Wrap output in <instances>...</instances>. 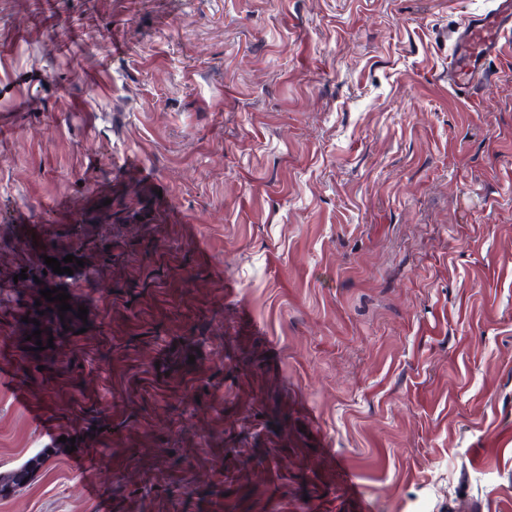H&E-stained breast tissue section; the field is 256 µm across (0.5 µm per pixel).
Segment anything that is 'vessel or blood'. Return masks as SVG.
I'll use <instances>...</instances> for the list:
<instances>
[{"label": "vessel or blood", "instance_id": "vessel-or-blood-1", "mask_svg": "<svg viewBox=\"0 0 512 512\" xmlns=\"http://www.w3.org/2000/svg\"><path fill=\"white\" fill-rule=\"evenodd\" d=\"M512 35V0H494L490 11L468 20L457 32L448 52V87L467 98L497 56L501 41Z\"/></svg>", "mask_w": 512, "mask_h": 512}]
</instances>
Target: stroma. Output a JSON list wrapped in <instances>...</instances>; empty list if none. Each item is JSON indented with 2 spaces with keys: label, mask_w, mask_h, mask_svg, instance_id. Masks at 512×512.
Wrapping results in <instances>:
<instances>
[{
  "label": "stroma",
  "mask_w": 512,
  "mask_h": 512,
  "mask_svg": "<svg viewBox=\"0 0 512 512\" xmlns=\"http://www.w3.org/2000/svg\"><path fill=\"white\" fill-rule=\"evenodd\" d=\"M492 5L0 0V512H512V39L448 91Z\"/></svg>",
  "instance_id": "obj_1"
}]
</instances>
